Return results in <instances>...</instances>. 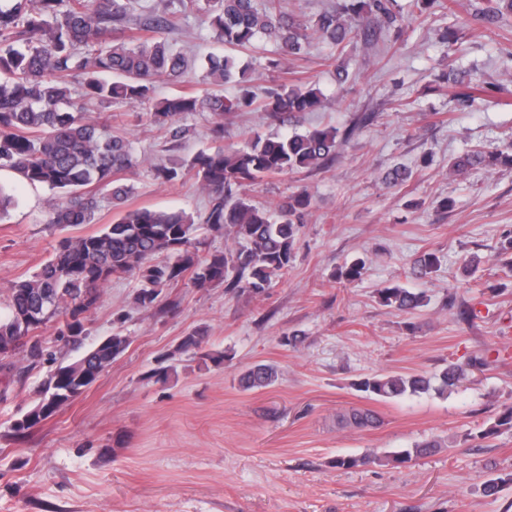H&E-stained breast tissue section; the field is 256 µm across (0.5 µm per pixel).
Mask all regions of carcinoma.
Segmentation results:
<instances>
[{"label": "carcinoma", "mask_w": 512, "mask_h": 512, "mask_svg": "<svg viewBox=\"0 0 512 512\" xmlns=\"http://www.w3.org/2000/svg\"><path fill=\"white\" fill-rule=\"evenodd\" d=\"M396 0H344L309 22L286 15L279 0H0V170L11 171L27 184L54 192L47 223L77 227L92 224L98 201L91 190H108L112 201L124 202L134 186L120 174L136 165L132 142L112 134L104 125L85 121L86 106L150 101L159 80L179 83L196 59L171 43L165 34L177 21L191 15L203 18L213 39L226 46L249 48L271 39L280 53L268 67L282 71L290 57L305 53L311 34L344 51L360 35V23L369 20L380 30L400 32L406 18L395 10ZM455 0H410L418 20L438 6L453 12ZM512 14V0H483L472 17L500 22ZM203 78L222 85L237 84L236 94L218 90L205 98L181 91L158 101L154 120L168 126L173 146H180L191 129L180 118L208 110L216 118L215 146L200 150L190 160L160 161L153 165L156 179L176 183L190 176L209 199L204 225L210 232L230 236L238 247L200 256V225L181 212L147 208L127 210L102 230L63 241L30 278L9 289L0 313V370L12 369L11 358L22 354L28 372L46 360L42 328L60 324L58 335L82 336L85 315L96 308L104 285L114 276L134 275L140 282L135 303L154 306L165 288L185 278L203 288L222 283L227 291L260 294L284 275L295 258V243L310 195L301 190L288 196L273 215L256 207L243 190L265 177L320 169L336 160L339 131L315 128L275 136L255 135L242 147H224V116L249 109L283 120L323 105V93L311 84L282 79L257 99L244 80L247 67L237 57L211 54L201 63ZM448 87L456 99L469 104L481 92L467 71L448 64ZM511 165L512 153L472 151L457 158L450 169L465 173L474 166ZM380 300L404 313L424 307L423 291L398 285L380 292ZM205 337L193 334L166 354L164 365L150 377L166 380L176 372V354L201 348ZM128 337L121 333L99 348L90 347L72 362H61L42 383L39 402L12 424L24 439L45 419L49 400L68 405L94 383L101 369L125 353ZM487 366L474 355L463 365L450 364L440 374L393 373L353 383L357 391L381 401L430 391L443 396L466 378L472 368ZM278 369L256 364L239 378L245 390L273 385ZM345 421L364 430L379 423L369 409L351 410ZM437 442L417 444L413 450L365 454L336 459L338 467L365 464H403L412 455H428Z\"/></svg>", "instance_id": "carcinoma-1"}]
</instances>
